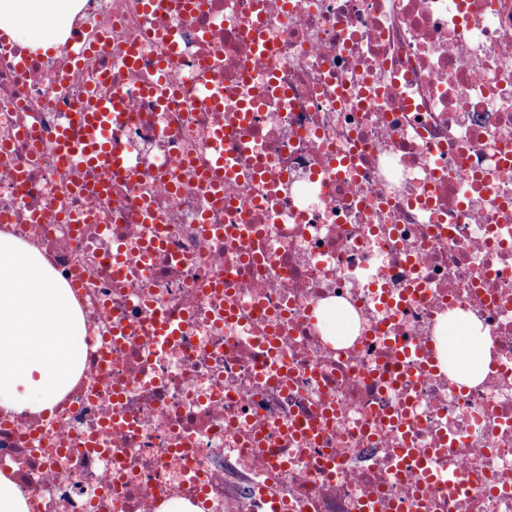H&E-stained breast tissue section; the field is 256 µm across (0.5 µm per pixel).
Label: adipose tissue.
I'll list each match as a JSON object with an SVG mask.
<instances>
[{"instance_id":"obj_1","label":"adipose tissue","mask_w":512,"mask_h":512,"mask_svg":"<svg viewBox=\"0 0 512 512\" xmlns=\"http://www.w3.org/2000/svg\"><path fill=\"white\" fill-rule=\"evenodd\" d=\"M74 0H0V29L13 40L54 47ZM86 327L69 286L41 251L0 236V409L52 412L75 383L86 354ZM445 346L463 368V383L478 382L488 354L476 319L457 321Z\"/></svg>"}]
</instances>
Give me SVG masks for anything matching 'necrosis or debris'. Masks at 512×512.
Returning <instances> with one entry per match:
<instances>
[{
    "label": "necrosis or debris",
    "instance_id": "obj_1",
    "mask_svg": "<svg viewBox=\"0 0 512 512\" xmlns=\"http://www.w3.org/2000/svg\"><path fill=\"white\" fill-rule=\"evenodd\" d=\"M81 2L57 54L0 40V234L40 249L88 333L52 414L0 410L32 512H512V0ZM170 28L162 108L142 90ZM89 93L124 96L109 138L137 163L102 195L59 157ZM220 126L240 174L217 204ZM466 314L473 385L438 358ZM424 460L458 485L424 487ZM210 151L213 156V166L205 179L210 180L214 187L220 185L224 179V127L214 130L211 138ZM448 334L449 330H454ZM444 342L457 363L463 368L462 383H477L485 370L488 354L485 336L476 318L459 319L450 329L446 328Z\"/></svg>",
    "mask_w": 512,
    "mask_h": 512
}]
</instances>
